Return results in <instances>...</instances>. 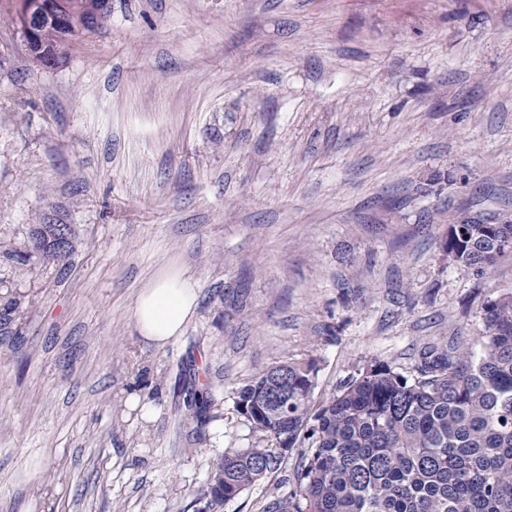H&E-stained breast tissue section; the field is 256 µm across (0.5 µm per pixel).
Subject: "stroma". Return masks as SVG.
Wrapping results in <instances>:
<instances>
[{
  "mask_svg": "<svg viewBox=\"0 0 512 512\" xmlns=\"http://www.w3.org/2000/svg\"><path fill=\"white\" fill-rule=\"evenodd\" d=\"M0 0V512H209L211 462L267 366L320 406L372 361L475 343L512 291L449 264L461 216H512V0H112L37 62ZM71 225L62 261L19 253ZM181 336L133 307L168 266ZM211 406L198 431L187 400ZM151 404L150 416L132 406ZM300 461L223 512H263ZM194 282L176 267H170L143 290L135 304L133 317L143 341L163 346L181 333L196 308Z\"/></svg>",
  "mask_w": 512,
  "mask_h": 512,
  "instance_id": "1",
  "label": "stroma"
}]
</instances>
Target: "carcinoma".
I'll return each instance as SVG.
<instances>
[{"mask_svg": "<svg viewBox=\"0 0 512 512\" xmlns=\"http://www.w3.org/2000/svg\"><path fill=\"white\" fill-rule=\"evenodd\" d=\"M89 0H67L68 29L43 30L57 44L79 31ZM29 252L61 261L70 225L40 224ZM448 252L469 266L512 253V224L450 225ZM480 352L430 346L410 375L375 362L311 410L314 361L262 370L234 397L257 445L212 462L200 495L211 509L262 480L295 448H306L293 489L265 512H512V292L481 308ZM196 400L182 423L206 421Z\"/></svg>", "mask_w": 512, "mask_h": 512, "instance_id": "carcinoma-1", "label": "carcinoma"}]
</instances>
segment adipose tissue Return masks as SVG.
Segmentation results:
<instances>
[{"label": "adipose tissue", "instance_id": "adipose-tissue-1", "mask_svg": "<svg viewBox=\"0 0 512 512\" xmlns=\"http://www.w3.org/2000/svg\"><path fill=\"white\" fill-rule=\"evenodd\" d=\"M196 302L194 282L178 268L166 269L136 301L133 317L141 339L156 346L165 345L180 334Z\"/></svg>", "mask_w": 512, "mask_h": 512}]
</instances>
